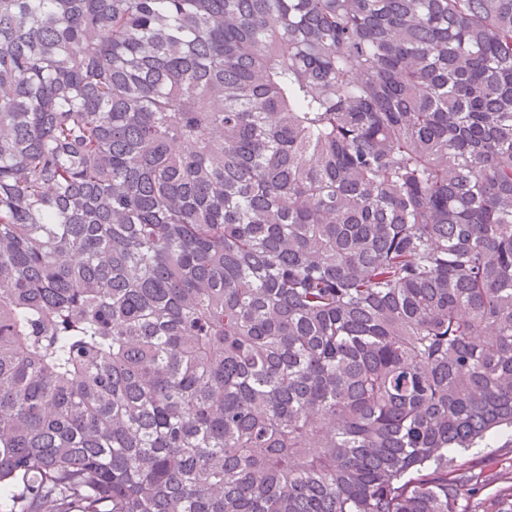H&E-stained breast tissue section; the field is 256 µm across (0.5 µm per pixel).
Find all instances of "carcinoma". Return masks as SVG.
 <instances>
[{
	"label": "carcinoma",
	"mask_w": 512,
	"mask_h": 512,
	"mask_svg": "<svg viewBox=\"0 0 512 512\" xmlns=\"http://www.w3.org/2000/svg\"><path fill=\"white\" fill-rule=\"evenodd\" d=\"M512 427V0H0L17 512H457Z\"/></svg>",
	"instance_id": "carcinoma-1"
}]
</instances>
